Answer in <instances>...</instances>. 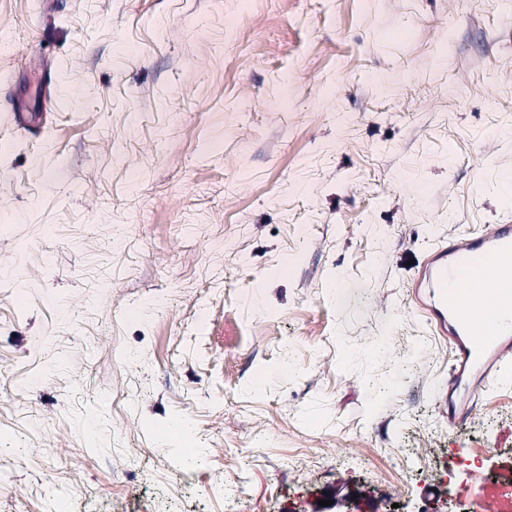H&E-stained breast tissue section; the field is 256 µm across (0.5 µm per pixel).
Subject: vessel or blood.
I'll list each match as a JSON object with an SVG mask.
<instances>
[{
	"instance_id": "obj_1",
	"label": "vessel or blood",
	"mask_w": 512,
	"mask_h": 512,
	"mask_svg": "<svg viewBox=\"0 0 512 512\" xmlns=\"http://www.w3.org/2000/svg\"><path fill=\"white\" fill-rule=\"evenodd\" d=\"M421 284L448 316L454 344L449 391L466 372L487 379L512 355V223L449 238L436 247Z\"/></svg>"
}]
</instances>
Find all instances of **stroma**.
<instances>
[{
  "label": "stroma",
  "instance_id": "stroma-1",
  "mask_svg": "<svg viewBox=\"0 0 512 512\" xmlns=\"http://www.w3.org/2000/svg\"><path fill=\"white\" fill-rule=\"evenodd\" d=\"M510 180L512 0H0V512L477 496L418 282Z\"/></svg>",
  "mask_w": 512,
  "mask_h": 512
}]
</instances>
